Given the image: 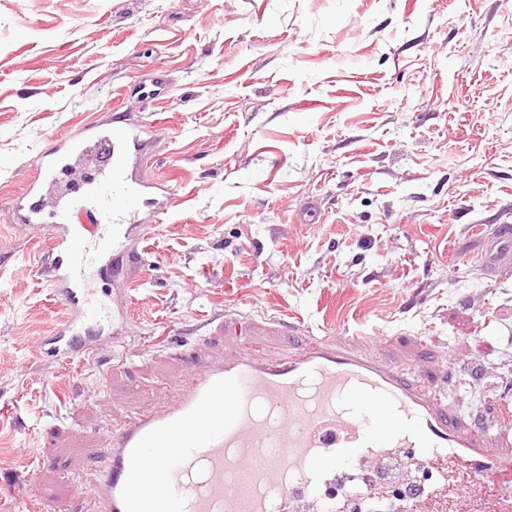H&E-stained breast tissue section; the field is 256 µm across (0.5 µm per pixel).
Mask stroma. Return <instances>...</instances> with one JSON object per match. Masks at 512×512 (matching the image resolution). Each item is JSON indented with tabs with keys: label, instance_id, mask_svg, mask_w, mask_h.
Here are the masks:
<instances>
[{
	"label": "stroma",
	"instance_id": "35a3bbf8",
	"mask_svg": "<svg viewBox=\"0 0 512 512\" xmlns=\"http://www.w3.org/2000/svg\"><path fill=\"white\" fill-rule=\"evenodd\" d=\"M122 111L171 206L127 241V281L94 279L115 316L98 348L56 361L50 235L11 202L49 138ZM500 224L512 0H0V486L86 512L98 448L166 382L345 328L512 448V263L472 258ZM237 315L303 329L239 336Z\"/></svg>",
	"mask_w": 512,
	"mask_h": 512
}]
</instances>
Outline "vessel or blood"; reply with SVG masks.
<instances>
[{"label": "vessel or blood", "instance_id": "1", "mask_svg": "<svg viewBox=\"0 0 512 512\" xmlns=\"http://www.w3.org/2000/svg\"><path fill=\"white\" fill-rule=\"evenodd\" d=\"M131 112L90 122L52 139L39 172L12 201L14 223L49 229L52 250L39 273L67 310L41 348L61 360L90 355L91 333L107 319L88 286L145 212L165 214L172 200L162 182L134 171L149 144ZM91 164L83 183H69L52 203L44 187L59 173ZM512 244L503 224L476 257ZM349 332L315 336L278 357L228 350L221 362L183 374L175 397L128 418L98 454L105 495L92 512H334L321 489L348 483L353 467L398 460L402 471H432L431 512L461 473L463 498L482 509L485 480L498 479V512H512V449L489 442L487 430L451 419L441 394L364 352Z\"/></svg>", "mask_w": 512, "mask_h": 512}]
</instances>
